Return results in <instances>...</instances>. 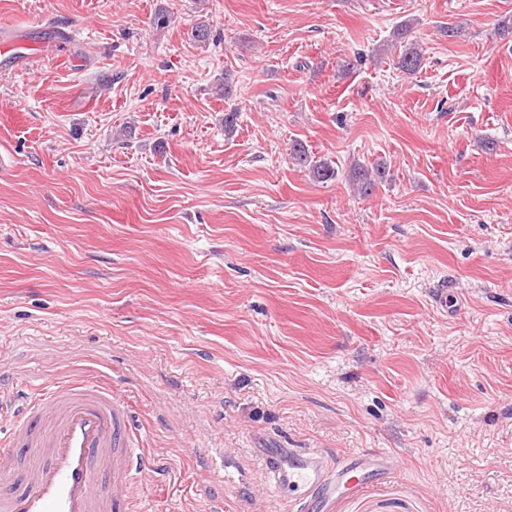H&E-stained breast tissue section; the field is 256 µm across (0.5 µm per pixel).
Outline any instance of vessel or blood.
Segmentation results:
<instances>
[{"label":"vessel or blood","instance_id":"b4317fda","mask_svg":"<svg viewBox=\"0 0 512 512\" xmlns=\"http://www.w3.org/2000/svg\"><path fill=\"white\" fill-rule=\"evenodd\" d=\"M30 449L37 462L24 487L0 490V512H138L137 484L160 473L143 449L123 394L92 378L38 387L0 453ZM392 472L382 451L331 457L309 448H274L263 476L276 494L292 492L296 512H315Z\"/></svg>","mask_w":512,"mask_h":512}]
</instances>
